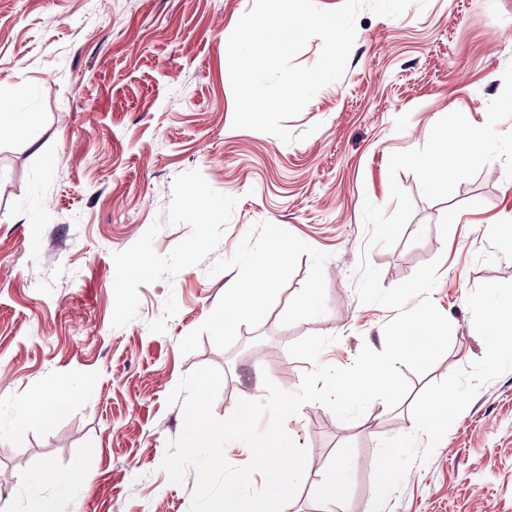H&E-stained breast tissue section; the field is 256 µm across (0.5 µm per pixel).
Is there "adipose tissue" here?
<instances>
[{
	"label": "adipose tissue",
	"mask_w": 512,
	"mask_h": 512,
	"mask_svg": "<svg viewBox=\"0 0 512 512\" xmlns=\"http://www.w3.org/2000/svg\"><path fill=\"white\" fill-rule=\"evenodd\" d=\"M288 257L289 246L283 243L280 244L274 260H256L249 265L237 288L225 299V324H233L245 317L262 318L265 305L263 287L270 282L271 270L283 266Z\"/></svg>",
	"instance_id": "adipose-tissue-1"
}]
</instances>
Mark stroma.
<instances>
[{
  "label": "stroma",
  "mask_w": 512,
  "mask_h": 512,
  "mask_svg": "<svg viewBox=\"0 0 512 512\" xmlns=\"http://www.w3.org/2000/svg\"><path fill=\"white\" fill-rule=\"evenodd\" d=\"M254 0H0V95L28 89L24 136L0 130V512H189L195 472L160 464L184 425L169 396L195 368L223 373L213 412L266 398L263 376L298 391L311 363L289 344L335 336L324 364L382 350L395 310L361 303L360 256L383 287L439 261L431 299L452 324L448 351L403 375L397 407L339 420L305 404L284 429L307 450L292 512H325L318 487L342 449L353 469L334 512H512V356L481 334L475 303L512 302V181L502 161L427 199L408 171L413 213L392 247L365 249V201L386 213L392 153L425 145L458 110L485 123L512 63V0H429L396 18L362 12L342 78L288 128L303 141L232 126L224 44ZM209 204L199 218L188 197ZM291 250L265 314L217 334L248 264ZM146 262L133 273L132 262ZM320 299L307 318L295 310ZM69 387L52 426L23 403ZM455 394L447 430L418 428L429 400ZM398 443L395 457L384 448ZM83 467L84 486L34 490L45 465ZM384 499L373 486L384 471Z\"/></svg>",
  "instance_id": "obj_1"
}]
</instances>
